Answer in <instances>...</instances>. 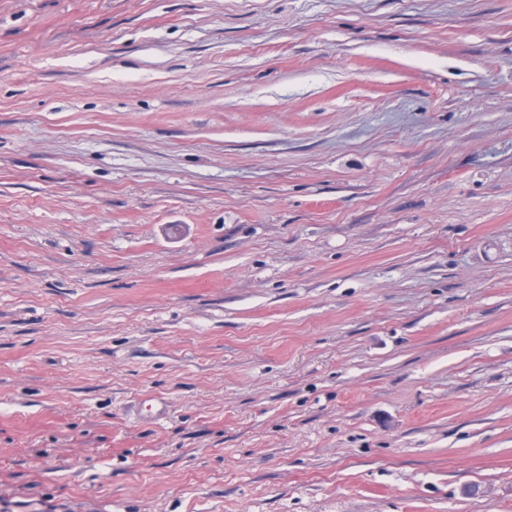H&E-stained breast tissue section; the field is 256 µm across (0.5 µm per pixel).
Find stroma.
Listing matches in <instances>:
<instances>
[{"mask_svg":"<svg viewBox=\"0 0 512 512\" xmlns=\"http://www.w3.org/2000/svg\"><path fill=\"white\" fill-rule=\"evenodd\" d=\"M0 512H512V0H0Z\"/></svg>","mask_w":512,"mask_h":512,"instance_id":"1","label":"stroma"}]
</instances>
